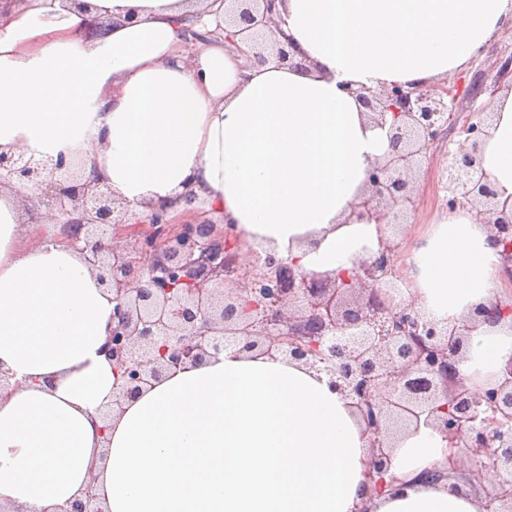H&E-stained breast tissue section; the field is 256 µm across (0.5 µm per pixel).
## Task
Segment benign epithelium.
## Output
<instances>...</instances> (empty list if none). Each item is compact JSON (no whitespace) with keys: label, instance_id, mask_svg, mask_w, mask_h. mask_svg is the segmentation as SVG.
Listing matches in <instances>:
<instances>
[{"label":"benign epithelium","instance_id":"7a95c632","mask_svg":"<svg viewBox=\"0 0 512 512\" xmlns=\"http://www.w3.org/2000/svg\"><path fill=\"white\" fill-rule=\"evenodd\" d=\"M224 16L246 38L270 30L278 0H221ZM278 65L301 69L292 41L279 44ZM483 84L461 80L409 87L393 84L343 90L362 104L371 122L388 128L389 150L370 167L350 217L403 230L415 209L414 180L430 149L446 139L461 100L475 102ZM456 142L444 206L470 207L495 245L512 236V196L490 181L480 161L492 113ZM61 155L52 169L22 151H0V188L34 187L46 221L112 290V328L103 351L121 367L112 406L134 401L154 383L198 366L229 347L239 353H280L330 375L332 388L352 402L370 441V469L392 466L393 442L407 427L439 432L455 449L448 476L464 472L484 489L479 512H512V357L497 380L474 388L461 373L472 336L484 324L512 315V299L495 296L461 320L441 325L406 297L397 267L399 244L382 233L377 253L334 277L309 276L269 249L248 248L224 225L216 236L190 194L195 218L172 227L167 209L150 208L137 234L124 232L127 209L97 179L73 172ZM97 477L82 496L46 512H106Z\"/></svg>","mask_w":512,"mask_h":512}]
</instances>
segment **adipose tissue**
I'll return each mask as SVG.
<instances>
[{
	"label": "adipose tissue",
	"instance_id": "obj_1",
	"mask_svg": "<svg viewBox=\"0 0 512 512\" xmlns=\"http://www.w3.org/2000/svg\"><path fill=\"white\" fill-rule=\"evenodd\" d=\"M0 0V150L77 157L137 213L188 194L307 273L351 271L377 252V224L346 218L388 149L342 84L425 85L467 66L512 20V0H283L269 61L207 38L221 0ZM201 33L185 50L187 30ZM292 38L310 66L275 63ZM482 167L512 195V90L492 103ZM35 212L32 223L44 222ZM16 195L0 189V505L44 512L97 478L109 512H479L428 482L447 465L434 430L406 432L385 492L369 443L326 372L226 350L155 383L111 419L115 377L101 352L112 293L74 248L22 247ZM408 264L409 295L451 322L493 297L501 250L465 209L444 212ZM512 358V324L483 327L461 372L482 384Z\"/></svg>",
	"mask_w": 512,
	"mask_h": 512
}]
</instances>
